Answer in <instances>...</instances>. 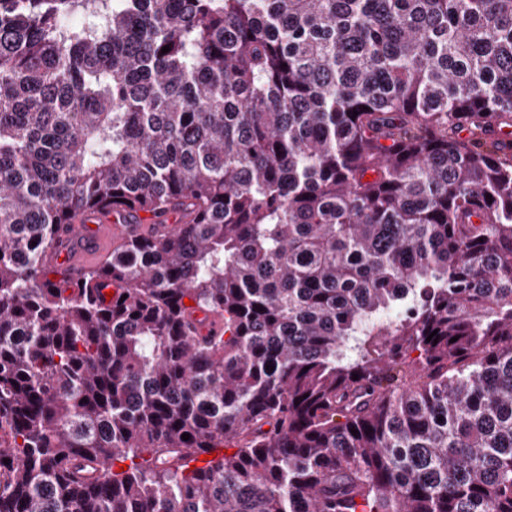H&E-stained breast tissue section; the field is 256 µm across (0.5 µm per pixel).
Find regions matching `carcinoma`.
Instances as JSON below:
<instances>
[{
	"label": "carcinoma",
	"instance_id": "1",
	"mask_svg": "<svg viewBox=\"0 0 512 512\" xmlns=\"http://www.w3.org/2000/svg\"><path fill=\"white\" fill-rule=\"evenodd\" d=\"M490 125L512 0H0V512H512ZM136 230H139L137 224H112V213L102 215L95 223L65 224L58 232L54 249L48 254V262L63 265L76 275L111 252L114 241Z\"/></svg>",
	"mask_w": 512,
	"mask_h": 512
}]
</instances>
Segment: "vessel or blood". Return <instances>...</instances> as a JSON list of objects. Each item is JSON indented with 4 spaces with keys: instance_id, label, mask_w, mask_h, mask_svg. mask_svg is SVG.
<instances>
[{
    "instance_id": "vessel-or-blood-1",
    "label": "vessel or blood",
    "mask_w": 512,
    "mask_h": 512,
    "mask_svg": "<svg viewBox=\"0 0 512 512\" xmlns=\"http://www.w3.org/2000/svg\"><path fill=\"white\" fill-rule=\"evenodd\" d=\"M134 230V225L113 223L108 215L101 216L99 222L93 225H63L54 249L48 254V261L65 266L71 273H79L111 252L114 241Z\"/></svg>"
}]
</instances>
